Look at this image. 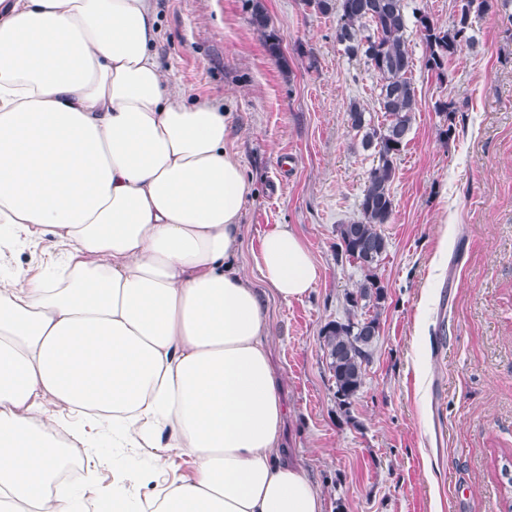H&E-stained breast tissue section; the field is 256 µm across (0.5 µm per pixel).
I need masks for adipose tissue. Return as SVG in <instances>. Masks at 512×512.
Listing matches in <instances>:
<instances>
[{"label":"adipose tissue","mask_w":512,"mask_h":512,"mask_svg":"<svg viewBox=\"0 0 512 512\" xmlns=\"http://www.w3.org/2000/svg\"><path fill=\"white\" fill-rule=\"evenodd\" d=\"M156 0L0 5V248L47 239L39 275L0 264V512H83L51 489L63 445L112 461V512H324L286 458L264 301L239 264L252 185L230 114L170 87ZM271 293L318 267L287 224L256 261ZM192 473L161 484L172 457Z\"/></svg>","instance_id":"obj_1"}]
</instances>
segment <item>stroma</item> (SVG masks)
Instances as JSON below:
<instances>
[{"mask_svg":"<svg viewBox=\"0 0 512 512\" xmlns=\"http://www.w3.org/2000/svg\"><path fill=\"white\" fill-rule=\"evenodd\" d=\"M157 0L155 53L168 81L224 102L229 136L252 182L239 258L265 302L283 377L282 443L318 484L326 512H506L512 490V14L476 21L478 44L437 74L422 64L417 108L395 161L389 241L375 274L386 299L364 385L339 405L325 326L348 316L364 273L337 228L358 218L374 165L348 122L358 100L380 124L377 77L348 59L335 16L307 0ZM451 101L455 113L436 111ZM291 225L319 266L308 296L274 297L254 263L261 239ZM429 303H422L423 291Z\"/></svg>","mask_w":512,"mask_h":512,"instance_id":"obj_1","label":"stroma"}]
</instances>
